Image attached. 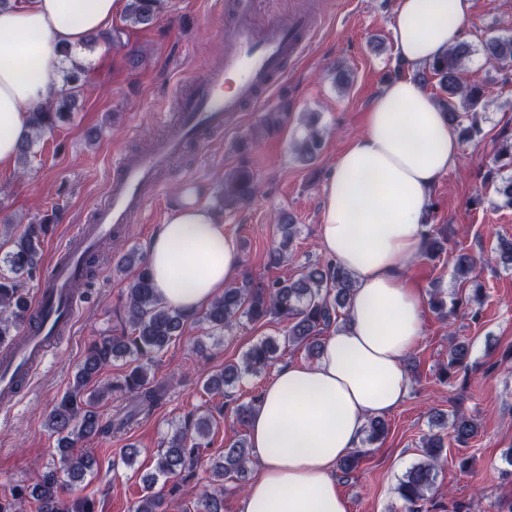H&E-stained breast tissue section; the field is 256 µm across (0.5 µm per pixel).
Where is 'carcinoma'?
Segmentation results:
<instances>
[{
    "mask_svg": "<svg viewBox=\"0 0 512 512\" xmlns=\"http://www.w3.org/2000/svg\"><path fill=\"white\" fill-rule=\"evenodd\" d=\"M165 0H127L124 20L130 27H149L159 18ZM487 60L512 63V34L498 35L485 41L482 47ZM76 51H64L63 61L72 67L63 74L64 90L30 113V134L20 143L18 157L28 159L33 145L44 134L54 130L57 123L77 111L82 95L85 67L75 61ZM475 54L471 44L461 41L443 56L421 68L416 74L423 85H438L437 104L448 114V124L470 139L480 132L478 115L486 106L483 87L470 84L462 72ZM325 140L324 130L316 120L308 119L304 134L294 142L297 158L311 162L320 154ZM257 193L253 177L245 170H237L224 181V208H233L251 200ZM283 241L272 253V260L280 263L285 258V241L292 240L295 231L288 215L279 217ZM45 232L43 224H28L14 241L13 249L0 260L9 274H0V347L12 348L23 340L22 332L35 323L28 315L30 302L20 278H32L41 273V244ZM138 269L128 283L126 292L127 321L131 333L108 336L91 342L80 363L69 391L58 399L47 415V425L58 437L60 463L48 464L35 472L29 485L0 498V512H23L27 499L37 505V512H90L88 501L72 499L67 492L73 482L84 477L93 468V458L80 448L84 439L118 431L142 412L150 411L163 399L166 388L149 380L152 366L162 352L177 339L183 327L197 322L213 331L224 330L245 318L258 321L271 315L287 321L282 342L266 338L253 344L243 355L241 364L230 365L223 371L208 376L203 384L210 394L224 392V388L239 382L245 374H256L274 364L279 345H302L311 356H316L319 344L313 341L322 330L337 320V312L349 305L353 295L350 274L328 261L307 268L296 279H277L267 284L244 283L224 288L204 312L187 313L164 306L156 297L149 264L137 257ZM470 356L465 343L452 345L448 365L466 366ZM130 359L135 367L121 384L132 400V409L123 417L107 421L93 410L110 386L96 389L90 384L99 372L119 359ZM212 422L206 418L186 419L177 428L166 445L158 450L155 473L143 479V495L133 512H169L170 501L164 493L155 490L159 479H187L203 457L207 455ZM450 428L457 441L465 442L474 433L473 422L455 414ZM443 439L432 436L422 442V460L412 464L399 480L398 493L405 504V512H424V504L435 491L438 467L443 459ZM251 449L239 440L224 445V453L211 462L210 488L203 490L197 501V512H224V480L240 483L246 479Z\"/></svg>",
    "mask_w": 512,
    "mask_h": 512,
    "instance_id": "carcinoma-1",
    "label": "carcinoma"
}]
</instances>
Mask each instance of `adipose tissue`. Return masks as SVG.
Masks as SVG:
<instances>
[{
  "label": "adipose tissue",
  "mask_w": 512,
  "mask_h": 512,
  "mask_svg": "<svg viewBox=\"0 0 512 512\" xmlns=\"http://www.w3.org/2000/svg\"><path fill=\"white\" fill-rule=\"evenodd\" d=\"M123 0H13L0 8V169L11 168L30 132L29 114L61 89L57 51L109 30ZM472 0H397L395 48L422 67L458 43ZM459 141L412 79L386 83L365 131L332 166L318 245L351 276L344 323L315 363L281 366L249 418L258 461L240 512H348L336 465L360 445L368 418L404 402L405 358L423 332L424 299L407 277L423 247L438 179L458 161ZM159 301L197 311L238 281V244L201 205L167 216L148 247Z\"/></svg>",
  "instance_id": "1"
}]
</instances>
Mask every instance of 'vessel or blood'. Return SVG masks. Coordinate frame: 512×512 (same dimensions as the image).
<instances>
[{"label":"vessel or blood","instance_id":"b4317fda","mask_svg":"<svg viewBox=\"0 0 512 512\" xmlns=\"http://www.w3.org/2000/svg\"><path fill=\"white\" fill-rule=\"evenodd\" d=\"M258 0H226L228 22L224 62L198 79L181 101L180 116L164 139L144 154H120L119 173L106 198L79 225L73 237L53 255L33 302L36 323L24 343L0 362V403L16 398L11 391L15 371L32 373L44 347L75 323V304L87 283L88 260L100 242L127 224L155 187L157 174L191 142L203 141L207 131L223 128L226 119L259 104L283 79L289 61L301 56L320 20L302 13L271 18L257 28Z\"/></svg>","mask_w":512,"mask_h":512}]
</instances>
